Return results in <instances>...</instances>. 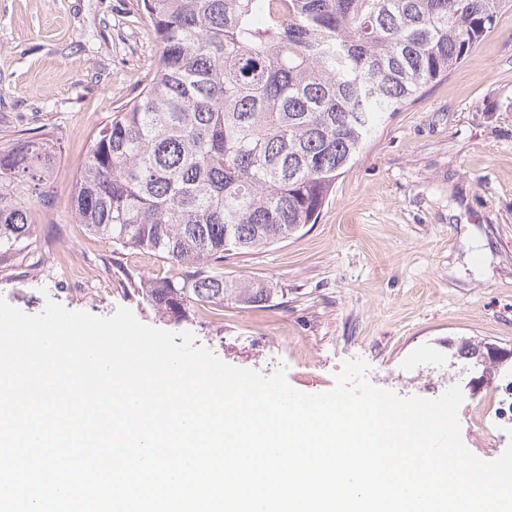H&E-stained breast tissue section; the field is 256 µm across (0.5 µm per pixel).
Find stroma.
Masks as SVG:
<instances>
[{
    "instance_id": "stroma-1",
    "label": "stroma",
    "mask_w": 512,
    "mask_h": 512,
    "mask_svg": "<svg viewBox=\"0 0 512 512\" xmlns=\"http://www.w3.org/2000/svg\"><path fill=\"white\" fill-rule=\"evenodd\" d=\"M140 0H0V147L28 135L54 145L51 206L37 213L50 250L42 266L19 255L0 266V297L28 314L53 299L98 316L132 310L165 323L133 294L132 276H164L153 255L113 253L78 224L72 191L113 110L135 98L159 47ZM233 279H265L281 304L199 308L180 330L224 362L318 394L344 361L397 394L436 398L460 386L458 417L476 456H500L512 437V10L447 77L386 114L343 169L318 223L269 251L224 262ZM471 339L505 351L491 384L459 356ZM505 403L499 432L478 405Z\"/></svg>"
}]
</instances>
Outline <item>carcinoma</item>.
<instances>
[{
  "instance_id": "1",
  "label": "carcinoma",
  "mask_w": 512,
  "mask_h": 512,
  "mask_svg": "<svg viewBox=\"0 0 512 512\" xmlns=\"http://www.w3.org/2000/svg\"><path fill=\"white\" fill-rule=\"evenodd\" d=\"M161 54L112 113L76 177L77 223L177 273L134 291L178 323L231 299L270 308L283 289L231 281L224 258L315 224L341 170L386 112L461 65L512 0H142ZM56 160L46 140L0 148V265L37 233ZM492 344L463 340L484 356Z\"/></svg>"
}]
</instances>
